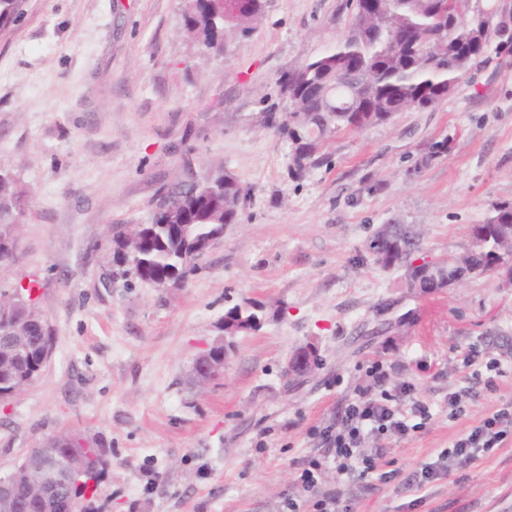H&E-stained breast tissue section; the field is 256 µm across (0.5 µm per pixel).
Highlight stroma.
I'll use <instances>...</instances> for the list:
<instances>
[{
	"instance_id": "1",
	"label": "stroma",
	"mask_w": 512,
	"mask_h": 512,
	"mask_svg": "<svg viewBox=\"0 0 512 512\" xmlns=\"http://www.w3.org/2000/svg\"><path fill=\"white\" fill-rule=\"evenodd\" d=\"M186 0H28L0 35V172L26 190L15 261L0 287L36 282L53 350L40 375L0 406V475L47 437H98L112 468L99 512H283L332 421L382 361L433 406L424 430L370 443L398 477L347 487L358 512H512V441L425 487L411 480L484 414L512 400L468 382L460 354L489 347L512 363V278L494 269L428 294L367 249L383 224H413L419 256L461 258L470 229L512 201V58L467 72L439 104L337 134L327 165L288 176L290 148L264 126L280 78L347 31L348 0H268L224 52L188 39ZM448 151L417 168L425 148ZM247 188L239 223L185 284L124 287L110 228L145 221L167 186L214 170ZM254 303L222 376L193 383L223 344L224 313ZM319 365L285 378L288 356ZM464 388L449 420L448 394Z\"/></svg>"
}]
</instances>
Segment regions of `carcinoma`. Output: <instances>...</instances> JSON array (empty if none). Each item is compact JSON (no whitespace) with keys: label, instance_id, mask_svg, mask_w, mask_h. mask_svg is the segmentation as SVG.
<instances>
[{"label":"carcinoma","instance_id":"cac0c4a2","mask_svg":"<svg viewBox=\"0 0 512 512\" xmlns=\"http://www.w3.org/2000/svg\"><path fill=\"white\" fill-rule=\"evenodd\" d=\"M243 11L224 13L216 0H187L183 25L190 39L209 53L224 51L228 33L248 35L262 16L267 0H242ZM496 0H357L347 32L335 46L304 62L281 78L285 104L273 103L264 123L288 139L289 178L300 181L328 162L331 138L344 130L384 124L412 108H428L445 99L462 76L492 56H512V40H502L503 25ZM23 191L0 174V225L18 224ZM246 197L238 181L222 171L203 182L180 183L163 192L143 224L112 225L113 278L129 284L180 285L197 262L224 237V225L240 219ZM370 254L383 253L407 278H418L429 291L442 281L426 275L428 262L412 266L420 237L402 224L393 234L368 243ZM512 252V202H500L471 229L467 254L436 267L466 264L481 274L496 266L500 254ZM238 320L237 332L260 324L250 304L225 313ZM43 329L31 322L23 338L0 321V388L35 378L42 367ZM83 463L99 481L108 475L106 451L83 449ZM37 473L18 468L8 474L11 495L22 512H44L34 505ZM53 501L85 496L86 485L69 479L64 469L53 473Z\"/></svg>","mask_w":512,"mask_h":512}]
</instances>
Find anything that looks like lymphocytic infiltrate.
Instances as JSON below:
<instances>
[{
	"label": "lymphocytic infiltrate",
	"instance_id": "lymphocytic-infiltrate-1",
	"mask_svg": "<svg viewBox=\"0 0 512 512\" xmlns=\"http://www.w3.org/2000/svg\"><path fill=\"white\" fill-rule=\"evenodd\" d=\"M365 374L368 385L355 390L335 420L311 428L310 434L320 451L298 468L294 484L299 494L287 499L288 512H300L298 498L302 495L310 502L312 512H353L345 493L347 485L362 483L374 489L397 476L396 470L388 468L382 453L367 451V443L373 439L407 437L426 428L431 421L432 405L421 398L413 381L389 386L388 373L378 360L367 363ZM510 440L512 401L496 406L477 425L455 437L436 461L424 464L418 483L423 486L468 468L493 455ZM330 470L336 474V484L326 488L321 479Z\"/></svg>",
	"mask_w": 512,
	"mask_h": 512
}]
</instances>
